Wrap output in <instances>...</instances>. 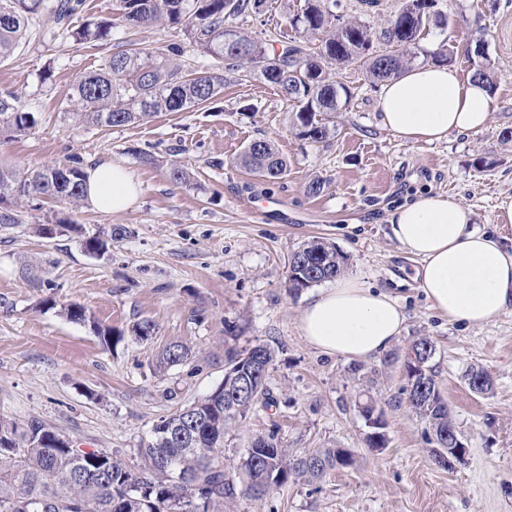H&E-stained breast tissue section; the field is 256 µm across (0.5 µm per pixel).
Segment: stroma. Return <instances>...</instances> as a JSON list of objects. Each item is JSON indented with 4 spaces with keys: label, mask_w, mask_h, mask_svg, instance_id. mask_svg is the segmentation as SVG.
I'll use <instances>...</instances> for the list:
<instances>
[{
    "label": "stroma",
    "mask_w": 512,
    "mask_h": 512,
    "mask_svg": "<svg viewBox=\"0 0 512 512\" xmlns=\"http://www.w3.org/2000/svg\"><path fill=\"white\" fill-rule=\"evenodd\" d=\"M303 5L267 0L247 27L259 38L289 32V15ZM439 8L448 25L423 32L417 62L442 51L472 75L480 37L496 84L484 129L431 145L401 141L382 126L378 93L353 65L328 68L352 98L318 142L293 133L291 103L260 80L226 79L218 101L191 112L90 125L73 114L69 98L80 76L111 54V42L49 41L42 34L53 18L34 19L26 40L0 62V96H16L37 125L0 139V166L115 161L133 173L141 196L112 214L22 199L19 223L0 224V418L40 420L74 447L112 452L136 471L153 424L223 382L225 348L264 343L275 352L267 377L275 404L252 408L224 432V468L239 487L224 512H512V313L476 326L441 317L412 278L416 260L389 237L386 222L416 194L447 193L482 231L512 245V224L498 221L500 203L512 199V0H439ZM260 138L288 163L272 183L235 163ZM141 151L155 164L141 163ZM175 167L185 182L171 178ZM315 180L323 188L312 195ZM61 219L67 229L40 234ZM95 236L107 240L105 253L85 250ZM315 238L345 256V275L402 304L406 321L393 351L421 336L433 341L429 365L467 448L464 463L448 470L429 456L426 426L405 398L402 362L330 356L301 335L300 315L318 289L290 293L288 260ZM49 297L56 308L44 306ZM67 303L81 304L123 341L103 347L89 326L60 315ZM144 320L155 325L147 343L131 333ZM174 341L187 344L190 358L158 369L159 351ZM474 367L490 372L488 394L468 388ZM366 393L385 412L380 452L366 447L356 408ZM271 433L297 453L349 449L355 464L253 499L240 467L253 438Z\"/></svg>",
    "instance_id": "obj_1"
}]
</instances>
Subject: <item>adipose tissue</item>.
<instances>
[{
  "label": "adipose tissue",
  "mask_w": 512,
  "mask_h": 512,
  "mask_svg": "<svg viewBox=\"0 0 512 512\" xmlns=\"http://www.w3.org/2000/svg\"><path fill=\"white\" fill-rule=\"evenodd\" d=\"M491 93L481 80L461 78L439 63L411 66L385 82L377 108L395 137L434 144L450 132L484 127ZM85 200L103 213L134 206L139 183L126 167L102 162L86 169ZM391 236L419 260L414 278L431 305L450 321L483 325L512 312V247L474 226L455 196L425 193L388 216ZM406 320L391 293L355 277L322 290L303 309L299 329L315 349L367 359L388 350Z\"/></svg>",
  "instance_id": "ef3b65f1"
}]
</instances>
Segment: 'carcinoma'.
Listing matches in <instances>:
<instances>
[{"label":"carcinoma","instance_id":"1","mask_svg":"<svg viewBox=\"0 0 512 512\" xmlns=\"http://www.w3.org/2000/svg\"><path fill=\"white\" fill-rule=\"evenodd\" d=\"M438 0H403L380 32L359 22L336 23L324 0H305L301 12L289 16L292 29L322 33L319 53L305 40L281 35L278 48L242 27L261 11L265 0H116V17L70 26L82 0H0V62L25 38L33 19L53 15L57 28L45 32L54 40L67 36L77 43L106 41L118 27L136 28L166 22L181 31L187 44L139 46L126 37L115 39L112 54L100 68L86 73L73 87L71 101L83 121L108 127L144 122L160 112H188L210 104L224 89V74L238 81L260 79L279 88L293 103L291 125L296 135L318 142L330 133L329 124L351 98L340 82H331L325 65L353 64L365 71L374 87L397 76L416 58L412 48L421 30L447 24L435 10ZM192 53L197 64L187 60ZM37 120L0 96V136L24 133ZM237 162L265 182L280 179L287 164L274 144L251 141ZM82 163L17 171L0 167V224H18L12 202L35 196L49 201L80 203L84 198ZM345 257L330 244L311 240L290 261L289 282L299 291L336 279L344 272ZM69 321L84 323L79 304L60 307ZM416 360L405 362L411 371L423 362V374L407 380L406 399L428 425L429 453L441 467L448 443L442 434L454 426L447 401L440 394L429 360L435 352L427 337L408 348ZM190 348L182 342L158 354L159 369L182 364ZM272 351L265 344L249 350H225L224 382L207 396L159 418L150 441L140 449L144 470L135 472L112 453L92 448L78 453L62 434L45 423L0 418V512H224V501L235 498L236 483L224 471L226 425L257 404L270 406L266 378L255 377L250 366H270ZM354 464L345 448H321L297 455L275 435H259L247 449L241 469L245 492L256 499L290 480H313L326 471Z\"/></svg>","mask_w":512,"mask_h":512}]
</instances>
